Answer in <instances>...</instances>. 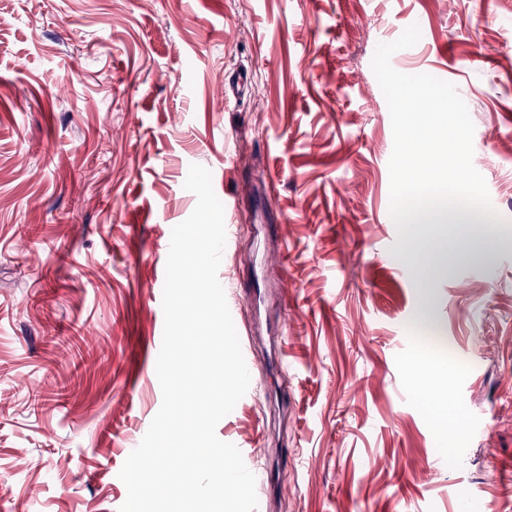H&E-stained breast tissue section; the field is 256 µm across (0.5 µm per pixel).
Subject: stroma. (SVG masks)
I'll return each instance as SVG.
<instances>
[{"instance_id": "obj_1", "label": "stroma", "mask_w": 512, "mask_h": 512, "mask_svg": "<svg viewBox=\"0 0 512 512\" xmlns=\"http://www.w3.org/2000/svg\"><path fill=\"white\" fill-rule=\"evenodd\" d=\"M453 83L500 220L432 290L463 425L435 450L371 69ZM247 93L222 99L226 75ZM212 172L218 277L251 390L216 427L264 448L283 512H512V0H0V512H119L161 406L171 230Z\"/></svg>"}]
</instances>
